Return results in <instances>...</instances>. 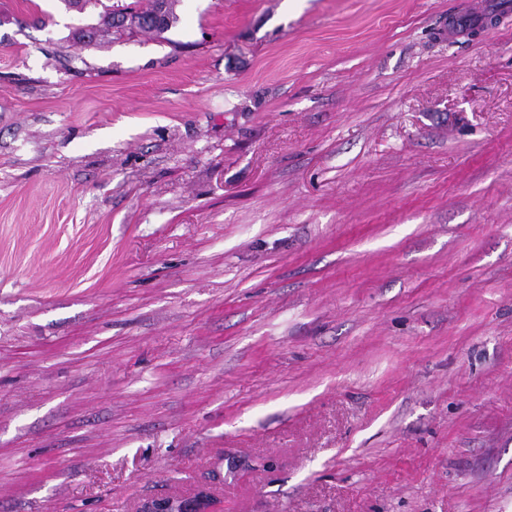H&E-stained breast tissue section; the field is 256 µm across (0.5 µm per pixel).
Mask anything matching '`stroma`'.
<instances>
[{"label":"stroma","mask_w":512,"mask_h":512,"mask_svg":"<svg viewBox=\"0 0 512 512\" xmlns=\"http://www.w3.org/2000/svg\"><path fill=\"white\" fill-rule=\"evenodd\" d=\"M0 0V512H512V22ZM65 5L69 9L82 13L88 6H101L102 12L100 13V21L96 25H91L90 29L85 27L78 28L75 32V36L81 42L84 41L85 37L90 39L91 43L88 45H97L99 38L106 32L113 30L114 32H123L126 29L120 24H114L115 20H112V14L115 9H121L120 13H126L131 18H137L139 20L138 30L146 33H153L160 36L175 26L179 17L176 13V6L179 0H152L150 5L146 8L141 7L139 0H133L129 3H121L117 1L116 5H106L103 0H64ZM160 10L162 13L161 21L155 20L154 14ZM498 1L499 2H495L494 8L486 12L475 14L471 10H466L458 13L455 17V24L448 28V40H453L457 37L464 36L465 34H467L471 39L479 37L485 31V27L480 21L489 13H494V16L499 18L509 17L511 14L510 10H512L511 4L507 2L509 0ZM211 496L206 492H199L190 503L179 502L173 499H160L144 504L140 512H179L181 510H194L197 512H214Z\"/></svg>","instance_id":"35a3bbf8"}]
</instances>
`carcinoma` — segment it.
<instances>
[{
    "instance_id": "cac0c4a2",
    "label": "carcinoma",
    "mask_w": 512,
    "mask_h": 512,
    "mask_svg": "<svg viewBox=\"0 0 512 512\" xmlns=\"http://www.w3.org/2000/svg\"><path fill=\"white\" fill-rule=\"evenodd\" d=\"M65 5L79 13H82L89 6H100V21L98 24L86 29L81 27L76 30L75 36L78 40L89 38L91 44L98 43L99 38L106 32L113 30L115 32H123L125 28L114 23L112 14L114 10L119 9L121 12L139 20L138 30L146 33H153L160 36L175 26L179 17L176 13V6L179 0H151L150 5L146 8L141 7L140 0H131L129 3L107 5L104 0H64Z\"/></svg>"
}]
</instances>
